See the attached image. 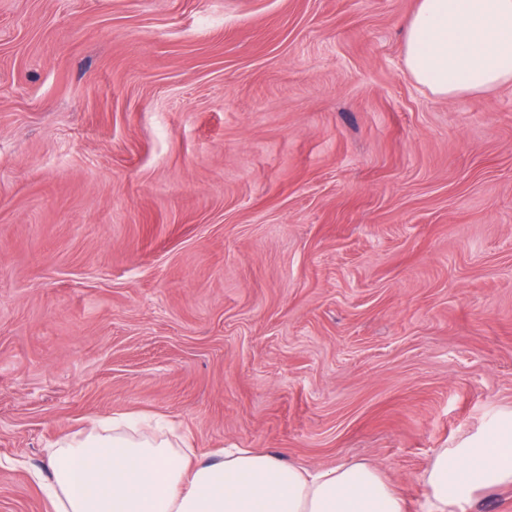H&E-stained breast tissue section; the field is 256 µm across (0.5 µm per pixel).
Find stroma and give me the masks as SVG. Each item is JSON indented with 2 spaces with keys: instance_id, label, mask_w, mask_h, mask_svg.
I'll use <instances>...</instances> for the list:
<instances>
[{
  "instance_id": "obj_1",
  "label": "stroma",
  "mask_w": 512,
  "mask_h": 512,
  "mask_svg": "<svg viewBox=\"0 0 512 512\" xmlns=\"http://www.w3.org/2000/svg\"><path fill=\"white\" fill-rule=\"evenodd\" d=\"M418 0H0V512L84 422L376 463L512 413V84L440 97Z\"/></svg>"
}]
</instances>
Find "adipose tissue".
<instances>
[{"label": "adipose tissue", "mask_w": 512, "mask_h": 512, "mask_svg": "<svg viewBox=\"0 0 512 512\" xmlns=\"http://www.w3.org/2000/svg\"><path fill=\"white\" fill-rule=\"evenodd\" d=\"M404 48L410 74L438 96L512 83V0H420ZM46 455L53 512H406L373 463L307 469L244 448L198 457L131 415L91 421ZM420 483L422 512H470L512 487V415L492 438L433 451Z\"/></svg>", "instance_id": "obj_1"}]
</instances>
